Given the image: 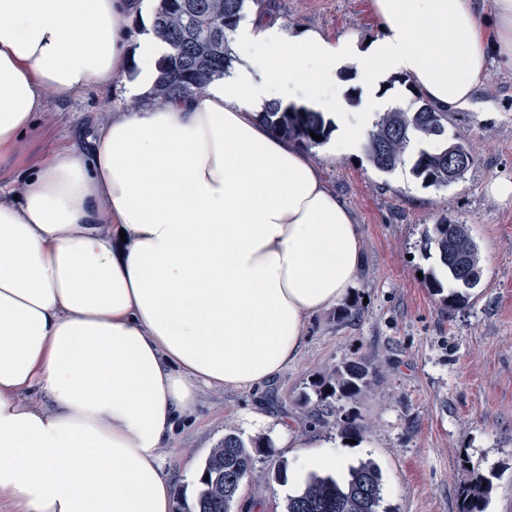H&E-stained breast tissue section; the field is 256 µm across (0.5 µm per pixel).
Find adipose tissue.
Returning a JSON list of instances; mask_svg holds the SVG:
<instances>
[{"label": "adipose tissue", "instance_id": "obj_1", "mask_svg": "<svg viewBox=\"0 0 512 512\" xmlns=\"http://www.w3.org/2000/svg\"><path fill=\"white\" fill-rule=\"evenodd\" d=\"M365 50L254 15L249 68L201 94L134 107L169 46L143 36L146 0H0V166L48 106L124 79L127 107L83 151L59 145L0 184V512H171L161 451L205 388L265 385L299 355L308 320L361 275L360 228L297 143L260 114H326L333 152L365 143L347 59L369 89L406 76L441 108L467 107L492 57L512 67V0H369ZM303 465L334 470L262 413L247 417Z\"/></svg>", "mask_w": 512, "mask_h": 512}]
</instances>
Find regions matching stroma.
Returning a JSON list of instances; mask_svg holds the SVG:
<instances>
[{"label":"stroma","instance_id":"stroma-1","mask_svg":"<svg viewBox=\"0 0 512 512\" xmlns=\"http://www.w3.org/2000/svg\"><path fill=\"white\" fill-rule=\"evenodd\" d=\"M260 10L287 34L312 28L360 46L378 35L368 0H262L248 8ZM124 103L119 82L49 102L21 148L32 159L60 143L90 149L98 125ZM447 133L467 137L473 162L441 188L422 187L406 166L384 174L367 160L330 155L326 145L309 149L361 228L362 276L344 300L352 315L339 320L332 307L312 317L299 357L268 384L200 393L177 426L176 447L162 454L184 498L196 495L195 470L225 433L254 439L239 417L255 411L327 446L346 468L373 459L384 512H458V492L474 469L492 486L485 512H512V201L485 190L512 175V69L492 63L472 105L449 109ZM444 217L468 226L483 269L480 286L454 309L447 305L454 286L436 293L424 280L437 262L423 240ZM353 359L371 363L375 379L355 399L321 406L316 383ZM347 416L362 427L360 444L341 432ZM292 458L278 447L262 456L261 477L240 484L233 512H283L291 484L263 474Z\"/></svg>","mask_w":512,"mask_h":512}]
</instances>
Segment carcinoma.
I'll use <instances>...</instances> for the list:
<instances>
[{
    "label": "carcinoma",
    "instance_id": "obj_1",
    "mask_svg": "<svg viewBox=\"0 0 512 512\" xmlns=\"http://www.w3.org/2000/svg\"><path fill=\"white\" fill-rule=\"evenodd\" d=\"M259 0H158L152 31L167 43L172 53L159 62V76L153 97H188L202 92L213 79L232 68L235 56L230 35L245 17L247 2ZM412 104L382 113L367 133L364 147L368 162L382 173H391L411 162L410 172L422 186L445 187L448 182V153L472 158L465 136H446L448 113L427 102L413 87ZM273 132L297 142L305 149L318 145L315 133L327 140L331 127L320 114L304 108L281 109L270 103L262 113ZM425 250L438 256V269L429 273L427 285L439 292L443 281L459 291L452 303L463 301V289L481 282V258L467 225L444 219L433 226L424 241ZM370 374L363 361H349L333 370L316 385L317 396L353 399L366 386ZM270 448L261 438L244 440L229 432L211 449L203 464L204 479L192 505L181 504V512H232L242 478L256 472L257 459ZM490 493L489 481L473 471L460 495L459 512H484ZM382 502L380 469L372 460L361 462L341 485L330 477H310L298 495L287 498L284 512H379Z\"/></svg>",
    "mask_w": 512,
    "mask_h": 512
}]
</instances>
